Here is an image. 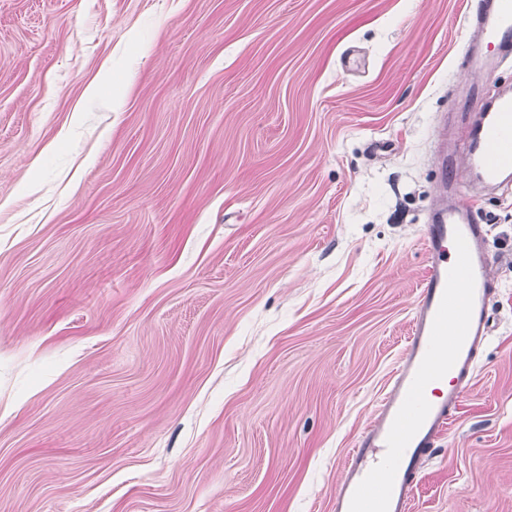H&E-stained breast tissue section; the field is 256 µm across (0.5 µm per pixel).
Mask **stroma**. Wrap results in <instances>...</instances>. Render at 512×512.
I'll return each instance as SVG.
<instances>
[{
    "instance_id": "35a3bbf8",
    "label": "stroma",
    "mask_w": 512,
    "mask_h": 512,
    "mask_svg": "<svg viewBox=\"0 0 512 512\" xmlns=\"http://www.w3.org/2000/svg\"><path fill=\"white\" fill-rule=\"evenodd\" d=\"M481 0H0V512H331L426 274ZM491 331L411 512H512Z\"/></svg>"
}]
</instances>
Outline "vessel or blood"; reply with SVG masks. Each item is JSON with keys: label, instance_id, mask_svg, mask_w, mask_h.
Masks as SVG:
<instances>
[{"label": "vessel or blood", "instance_id": "vessel-or-blood-1", "mask_svg": "<svg viewBox=\"0 0 512 512\" xmlns=\"http://www.w3.org/2000/svg\"><path fill=\"white\" fill-rule=\"evenodd\" d=\"M473 70L494 72L512 51V0H485L471 20ZM470 172L488 188L512 174V92L486 100L461 132ZM473 204H440L424 236L428 271L410 321L406 356L379 402L376 424L345 460L334 512H411L418 465L450 426L471 380L475 353L489 333L492 288L485 227Z\"/></svg>", "mask_w": 512, "mask_h": 512}]
</instances>
